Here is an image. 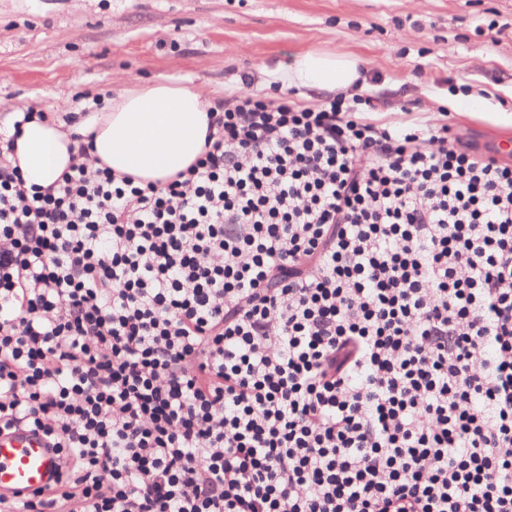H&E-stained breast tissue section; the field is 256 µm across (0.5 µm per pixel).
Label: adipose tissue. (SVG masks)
Segmentation results:
<instances>
[{"instance_id":"obj_1","label":"adipose tissue","mask_w":512,"mask_h":512,"mask_svg":"<svg viewBox=\"0 0 512 512\" xmlns=\"http://www.w3.org/2000/svg\"><path fill=\"white\" fill-rule=\"evenodd\" d=\"M357 60L333 53L297 55L280 80L318 92L357 86ZM212 102L203 91L166 81L130 85L74 125L49 116L21 125L11 165L27 185L51 186L72 162L80 143H90L99 166L158 183L187 170L201 156Z\"/></svg>"}]
</instances>
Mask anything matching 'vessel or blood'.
Listing matches in <instances>:
<instances>
[{
    "label": "vessel or blood",
    "mask_w": 512,
    "mask_h": 512,
    "mask_svg": "<svg viewBox=\"0 0 512 512\" xmlns=\"http://www.w3.org/2000/svg\"><path fill=\"white\" fill-rule=\"evenodd\" d=\"M58 459L42 435L19 428L0 434V495L26 500L46 490Z\"/></svg>",
    "instance_id": "vessel-or-blood-1"
}]
</instances>
